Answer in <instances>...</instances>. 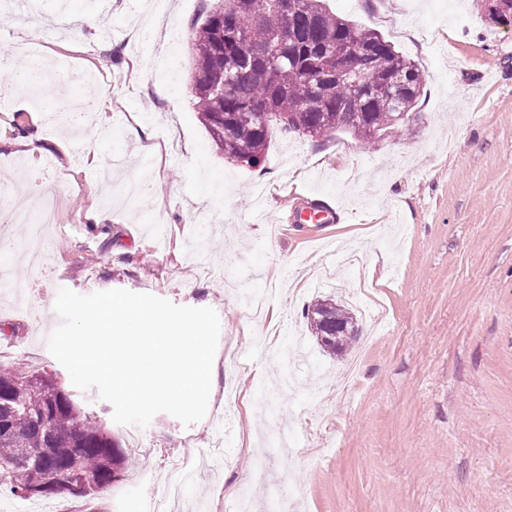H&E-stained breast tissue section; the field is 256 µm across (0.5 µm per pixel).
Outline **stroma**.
<instances>
[{"mask_svg": "<svg viewBox=\"0 0 512 512\" xmlns=\"http://www.w3.org/2000/svg\"><path fill=\"white\" fill-rule=\"evenodd\" d=\"M214 3L168 0L151 20L143 0H29L28 18L0 23V42L43 32L57 66L40 106L0 90V190L56 199L43 275L29 295L0 294V369L53 374L104 422L129 457L100 497L111 512H151L181 482L179 512H224L243 489L269 512L248 477L267 434L256 407L280 375L258 360L245 303L269 287L268 321L306 353L282 420L302 441L311 425L323 435L269 459L271 478L300 491L295 512H512V23L490 22L485 0H326L414 61L416 107L372 143L342 130L273 138L249 168L219 153L191 104L190 38ZM62 12L100 14L114 33L56 31ZM146 24L149 56L137 50ZM86 99L100 122L89 141L60 107ZM301 196L339 207L343 222L282 229ZM97 209L111 223H92ZM361 272L387 323L374 337L360 323L358 381L340 399L343 364L302 310L321 295L347 301ZM62 287L213 308L205 417L120 425L95 389L74 387L47 346Z\"/></svg>", "mask_w": 512, "mask_h": 512, "instance_id": "stroma-1", "label": "stroma"}]
</instances>
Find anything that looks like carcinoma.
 <instances>
[{"instance_id": "1", "label": "carcinoma", "mask_w": 512, "mask_h": 512, "mask_svg": "<svg viewBox=\"0 0 512 512\" xmlns=\"http://www.w3.org/2000/svg\"><path fill=\"white\" fill-rule=\"evenodd\" d=\"M293 2L284 15L270 0H224V15L208 13L192 34L199 120L225 158L252 168L278 131L320 139L345 130L370 143L405 125L422 91L417 66L382 35L336 15L325 0ZM352 44L373 57L367 89L338 75ZM306 318L312 336L327 337L320 347L334 358L358 331L356 316L332 298L312 304ZM58 386L47 373L0 370V486L26 495L50 474L58 489L93 504L128 459ZM73 458L92 486L71 477Z\"/></svg>"}]
</instances>
